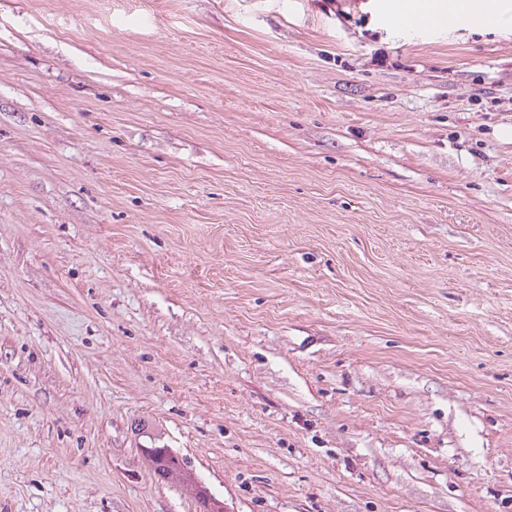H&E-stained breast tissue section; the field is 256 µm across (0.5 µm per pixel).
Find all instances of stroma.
Wrapping results in <instances>:
<instances>
[{"label": "stroma", "mask_w": 512, "mask_h": 512, "mask_svg": "<svg viewBox=\"0 0 512 512\" xmlns=\"http://www.w3.org/2000/svg\"><path fill=\"white\" fill-rule=\"evenodd\" d=\"M381 2L0 0V512H512V28ZM144 452L149 458L155 474L161 476L187 465L185 458L179 457L171 448H148Z\"/></svg>", "instance_id": "35a3bbf8"}]
</instances>
